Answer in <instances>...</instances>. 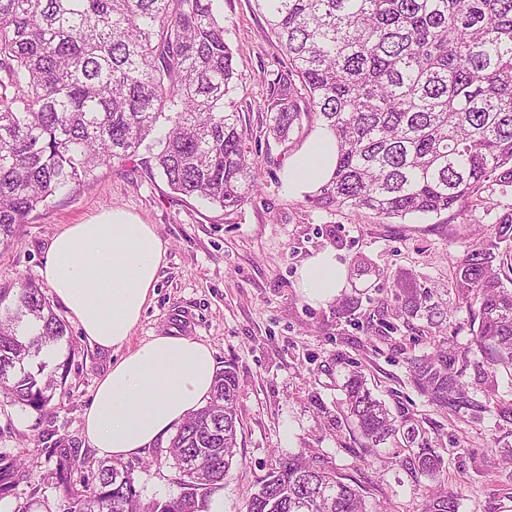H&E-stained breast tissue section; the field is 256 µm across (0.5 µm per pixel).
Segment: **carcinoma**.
<instances>
[{
	"label": "carcinoma",
	"mask_w": 512,
	"mask_h": 512,
	"mask_svg": "<svg viewBox=\"0 0 512 512\" xmlns=\"http://www.w3.org/2000/svg\"><path fill=\"white\" fill-rule=\"evenodd\" d=\"M287 58L276 74L268 128L285 138L298 94L337 145L320 208L367 209L384 219L439 215L482 201L486 185L512 188V0H256ZM213 0H0V246L58 191L88 183L102 166L132 159L158 128L159 174L173 192L237 208L259 188L252 133L232 94L233 55ZM512 208L495 236L471 246L451 288L475 309L477 345L492 369H512ZM431 291H405L400 314L432 312ZM69 326L32 280L0 313V397L42 413L69 360L55 352ZM432 404L452 408L466 389L437 351L412 361ZM238 384L216 372L206 404L176 428L166 457L179 491L145 501L134 467L101 462L71 486L72 454L52 479L68 512H209L236 455ZM343 416L376 448L403 416L377 399L359 370L343 385ZM436 477L442 459H410ZM31 470L0 458V499ZM452 491L425 512H458ZM245 512H367L358 490L298 453L279 461Z\"/></svg>",
	"instance_id": "1"
}]
</instances>
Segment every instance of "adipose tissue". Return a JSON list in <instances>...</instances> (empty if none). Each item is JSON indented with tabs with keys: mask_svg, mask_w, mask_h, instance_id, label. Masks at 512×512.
Here are the masks:
<instances>
[{
	"mask_svg": "<svg viewBox=\"0 0 512 512\" xmlns=\"http://www.w3.org/2000/svg\"><path fill=\"white\" fill-rule=\"evenodd\" d=\"M335 166V141L328 132H316L284 172L289 193L315 192ZM164 259L153 225L115 210L66 225L39 268L87 341L119 352L84 413V433L104 457L125 460L150 448L204 404L214 383L215 359L204 342L163 334L129 344ZM346 279L336 251L326 249L303 264L298 286L310 303L323 304Z\"/></svg>",
	"mask_w": 512,
	"mask_h": 512,
	"instance_id": "1",
	"label": "adipose tissue"
}]
</instances>
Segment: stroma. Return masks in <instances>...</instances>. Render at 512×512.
I'll list each match as a JSON object with an SVG mask.
<instances>
[{"label": "stroma", "instance_id": "1", "mask_svg": "<svg viewBox=\"0 0 512 512\" xmlns=\"http://www.w3.org/2000/svg\"><path fill=\"white\" fill-rule=\"evenodd\" d=\"M239 74L233 95L260 174V189L235 209L173 193L150 174L153 153L140 148L129 163L110 164L96 179L57 194L32 212L13 242L0 246V295L14 297L21 281L38 274L48 245L64 225L120 209L154 225L166 250L153 301L132 343L170 332L209 344L216 364L233 363L241 420L237 463L224 480V512H242L279 458L319 457L345 482L359 487L370 512H424L430 493H457L459 512H512V374L490 372L473 338L472 312L450 286L469 245L493 233L512 208V191L489 185L482 206L405 221L347 207L323 209L289 194L284 168L322 127L302 113L288 139L269 133L270 83L285 58L256 0H214ZM334 249L347 267V285L329 302H307L297 271L315 253ZM431 288L444 322L397 317L400 284ZM58 358L70 364L62 392L41 415L0 402V457L33 467L0 512L48 499L67 512L62 489L48 474L61 453L76 454L80 482L101 461L84 434V413L111 351L91 345L79 328ZM444 346L465 385L468 401L454 410L429 404L410 379L411 358ZM406 428L416 430L443 459L437 477L407 468L417 445L388 441L369 451L340 420L342 386L352 366ZM493 373L494 390L481 380ZM156 444L130 460L142 499L177 494L176 471Z\"/></svg>", "mask_w": 512, "mask_h": 512}]
</instances>
